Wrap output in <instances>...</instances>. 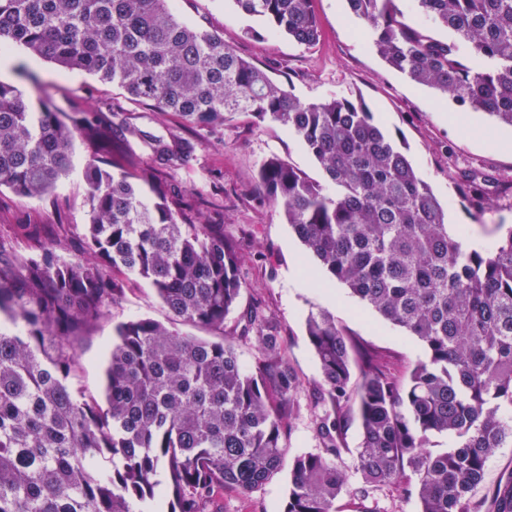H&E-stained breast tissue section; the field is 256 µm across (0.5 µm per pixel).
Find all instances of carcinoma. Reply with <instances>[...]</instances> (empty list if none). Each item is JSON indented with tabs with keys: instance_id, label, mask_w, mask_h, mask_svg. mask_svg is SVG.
Instances as JSON below:
<instances>
[{
	"instance_id": "obj_1",
	"label": "carcinoma",
	"mask_w": 512,
	"mask_h": 512,
	"mask_svg": "<svg viewBox=\"0 0 512 512\" xmlns=\"http://www.w3.org/2000/svg\"><path fill=\"white\" fill-rule=\"evenodd\" d=\"M274 33L316 45L312 0H235ZM400 0H347L382 59L411 82L449 95L512 128V0H415L441 40L406 20ZM20 46L66 70L117 84L155 112L199 124L236 115L287 128L320 165L313 181L277 156L260 166L264 196L279 208L330 277L385 320L417 337L425 358L404 383L329 311L308 314L320 366L322 451L285 462L283 436L298 379L282 338L250 311L258 357L245 370L224 319L247 289L238 242L222 224H191L196 202L151 165L137 179L113 170L104 147L119 127L97 112L67 124L43 95L34 106L0 82V187L26 197L52 191L72 166L76 135L95 148L86 255L58 253L53 229L19 224L24 253L0 246V512H134L166 494V512H224V489L249 496L283 466V512H336L347 490L336 461L356 407L362 440L353 494L397 485L420 512H470L469 495L495 450L512 442V229L485 252L448 235V210L403 147L360 101L306 102L240 57L224 38L180 20L172 0H0V49ZM156 157L181 161L184 144L155 140ZM458 192L478 213L500 179L462 169ZM150 282L207 340L151 318L119 324L107 358L106 406L68 382L87 331L124 295ZM360 363V382L352 366ZM446 434L454 446L430 449ZM512 512V479L493 494Z\"/></svg>"
}]
</instances>
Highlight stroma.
<instances>
[{"label": "stroma", "mask_w": 512, "mask_h": 512, "mask_svg": "<svg viewBox=\"0 0 512 512\" xmlns=\"http://www.w3.org/2000/svg\"><path fill=\"white\" fill-rule=\"evenodd\" d=\"M321 38L305 47L271 32L257 17L245 14L235 0H177L178 16L194 26L223 36L243 58L290 86L301 100L318 102L331 97L363 101L377 121L398 143L429 182L435 195L448 206V225H465L468 233L496 240L499 227H512V190L491 192V204L476 212L459 195L457 170H492L512 178V128L493 127L482 112H464L454 101L433 89L417 85L390 68L370 45L362 22L346 0H313ZM11 65L0 67V81L34 98L36 85L48 86L60 117L70 120L79 112L104 111L117 121L137 126L145 138L121 133L112 136V162L129 159L156 164L149 137L178 138L188 147L185 160L163 167L165 180L182 193L207 200L202 222L220 223L227 236L240 243V276L247 290L224 320V333L234 339L239 360L252 367L258 351L252 336L242 335L241 316L259 306L264 317L283 338V353L296 373L300 388L284 443L288 457L322 449L317 426L323 414L319 402V363L306 335L310 312L325 309L351 336L372 351L385 355L400 379L424 356L422 342L383 320L365 307L341 283L330 282L319 262L308 254L280 212L263 197L256 182L261 163L278 156L312 179L322 172L304 145L287 128L256 126L245 116L203 126L180 115L158 113L129 98L120 87L101 82L80 71H63L54 64L17 48ZM94 155L83 139H76L72 167L48 194L29 198L0 188V242L22 251L26 242L13 233L17 224H58L63 228L67 255L77 258L85 244L83 228L89 222L86 164ZM149 317L164 323L171 317L149 283L127 282L125 295L99 321L79 350V363L71 377L73 390L85 400H101L104 350L118 323ZM512 478V445L496 449L482 482L471 492V512H494L493 492ZM289 472L281 470L249 496L228 491L224 512H283L288 496ZM417 496H404L385 487L368 498L349 495L336 501V512H419Z\"/></svg>", "instance_id": "obj_1"}]
</instances>
